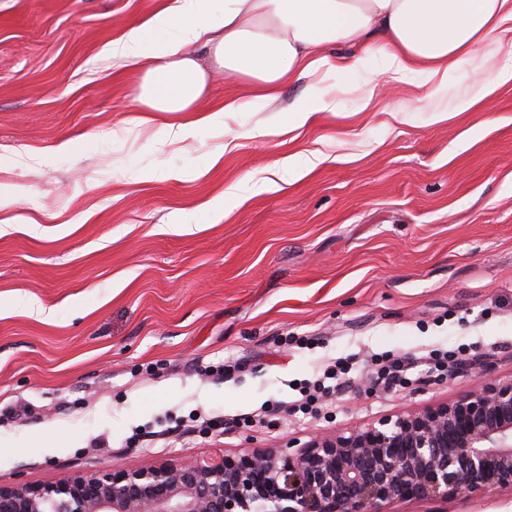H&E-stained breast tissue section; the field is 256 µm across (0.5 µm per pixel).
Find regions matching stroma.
Listing matches in <instances>:
<instances>
[{"label":"stroma","mask_w":512,"mask_h":512,"mask_svg":"<svg viewBox=\"0 0 512 512\" xmlns=\"http://www.w3.org/2000/svg\"><path fill=\"white\" fill-rule=\"evenodd\" d=\"M158 2L0 0V195L17 218L0 223V488L297 450L512 376V84L438 123L478 94L469 66L428 100L416 76L370 100L366 73L318 74L278 103L316 84L336 104L324 122L276 134L273 112H230L170 145L130 126L137 69L109 51ZM68 139L83 152L59 151ZM314 151L282 189L224 193ZM433 350L463 362L437 371ZM373 353L415 358L404 388H372ZM339 358L352 386L289 414ZM219 363L233 375L202 374ZM392 509L512 512V491Z\"/></svg>","instance_id":"35a3bbf8"}]
</instances>
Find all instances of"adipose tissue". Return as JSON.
<instances>
[{
  "mask_svg": "<svg viewBox=\"0 0 512 512\" xmlns=\"http://www.w3.org/2000/svg\"><path fill=\"white\" fill-rule=\"evenodd\" d=\"M510 25L512 0H165L129 24L111 52L142 70L133 125L152 123L159 112L193 113L188 123L159 126V137L174 143L199 127L223 129L225 113L263 110L283 82L320 71L345 76L371 60L382 63L379 89L419 72L430 96L467 64L489 96L512 83V65L489 69L483 49ZM340 44L357 51L337 53ZM214 72L247 83L250 94L198 110ZM335 109L310 90L279 117L295 129Z\"/></svg>",
  "mask_w": 512,
  "mask_h": 512,
  "instance_id": "obj_1",
  "label": "adipose tissue"
}]
</instances>
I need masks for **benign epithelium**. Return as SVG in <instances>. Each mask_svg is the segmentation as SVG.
I'll use <instances>...</instances> for the list:
<instances>
[{"mask_svg":"<svg viewBox=\"0 0 512 512\" xmlns=\"http://www.w3.org/2000/svg\"><path fill=\"white\" fill-rule=\"evenodd\" d=\"M503 487L512 488V378L484 373L453 401L316 434L296 452L19 483L0 491V512H388L396 500Z\"/></svg>","mask_w":512,"mask_h":512,"instance_id":"obj_1","label":"benign epithelium"}]
</instances>
